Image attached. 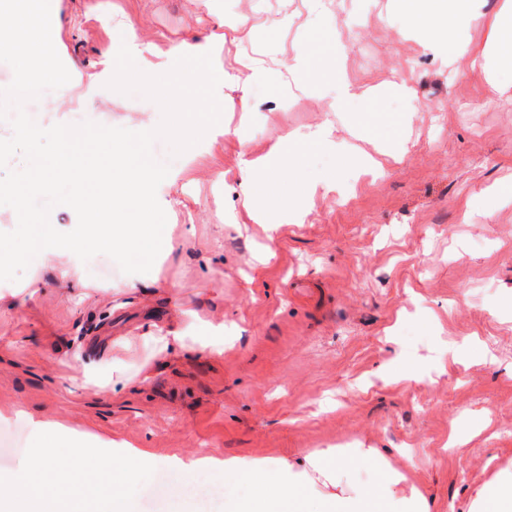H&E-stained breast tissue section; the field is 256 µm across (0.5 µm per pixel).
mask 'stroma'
Returning <instances> with one entry per match:
<instances>
[{
    "instance_id": "35a3bbf8",
    "label": "stroma",
    "mask_w": 512,
    "mask_h": 512,
    "mask_svg": "<svg viewBox=\"0 0 512 512\" xmlns=\"http://www.w3.org/2000/svg\"><path fill=\"white\" fill-rule=\"evenodd\" d=\"M54 46L71 80L65 98L44 92L26 109L41 127L89 120L158 126L162 111L142 94L108 89V64L127 26L136 63L160 66L176 48L209 42L225 135L210 152L154 156L170 172L157 189L180 247L160 267L179 297L203 318L236 331L222 355L191 349L152 360L138 338L151 322L178 321L166 296L112 309L105 291L129 274H150L141 251L87 245L83 302L60 288L39 290L21 310L0 307V478L17 476L22 453L55 421L60 457L74 445L123 455L124 444L155 461L117 494L125 512H199L179 491L206 479L228 501L256 493L223 473L189 474L188 455L280 459L354 443L403 470L431 512H467L487 460L512 471V75L468 63L448 67L443 51L390 9V0H50ZM349 46L344 64L332 37ZM309 57L289 93L251 79L258 53L291 64ZM360 90L342 111L325 97L337 69ZM407 80L416 98L399 95ZM374 96H364L367 88ZM334 118L335 149L301 148L282 196L334 175L339 190L309 201L303 224L275 241L242 209L225 211V187L240 188L242 152L265 156L287 133ZM388 153L383 174L356 178L357 151ZM192 232H183V225ZM214 258L205 275L201 256ZM128 348H120V341ZM471 352L451 357L449 344ZM150 372L142 387L103 396L83 387L87 365Z\"/></svg>"
}]
</instances>
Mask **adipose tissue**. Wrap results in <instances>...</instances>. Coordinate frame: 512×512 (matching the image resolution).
Returning <instances> with one entry per match:
<instances>
[{
  "label": "adipose tissue",
  "mask_w": 512,
  "mask_h": 512,
  "mask_svg": "<svg viewBox=\"0 0 512 512\" xmlns=\"http://www.w3.org/2000/svg\"><path fill=\"white\" fill-rule=\"evenodd\" d=\"M482 0H394L395 11L405 14L432 40L444 47L449 64L466 59L481 65L490 75L512 72V7L494 17H485ZM488 24L493 41L482 52H475L461 36L462 29L474 24ZM285 156L254 158L243 156L241 170L252 181L250 190L242 192L238 205L255 223L264 225L269 234H277L281 224L303 223L309 199L335 190L336 183L325 177L308 183L302 193L281 203L276 189L287 175ZM155 176L145 159L127 164L121 174L124 182L138 187L135 197L117 199L118 224L90 223L86 220L88 204L84 197L64 198L63 204L75 217L71 224L42 222L35 227L34 243L27 259L37 267L50 268L55 282L63 288L82 290L86 286L84 266L87 256L80 244L86 240L101 247L137 248L152 252L150 220L154 203L147 187ZM44 438L40 447L20 464L22 483L15 490L0 491V512H57L58 506L86 502L85 492L76 487L73 478L92 472L104 478L131 476L134 469L151 464L148 450L135 452L131 459L118 458L108 451L72 452L67 463H60L50 439V422L38 423ZM358 457L371 461L382 477L374 488L345 484L348 465L345 454L331 456L311 454L305 468L293 469L287 462L246 461L213 458L190 460L189 469L222 466L225 481L246 478L257 490L255 498L235 502L231 512H303L306 495H316L320 512H430L423 494L416 488H405V475L384 456L370 448L357 449ZM469 512H512V474L497 471L475 489Z\"/></svg>",
  "instance_id": "adipose-tissue-1"
}]
</instances>
